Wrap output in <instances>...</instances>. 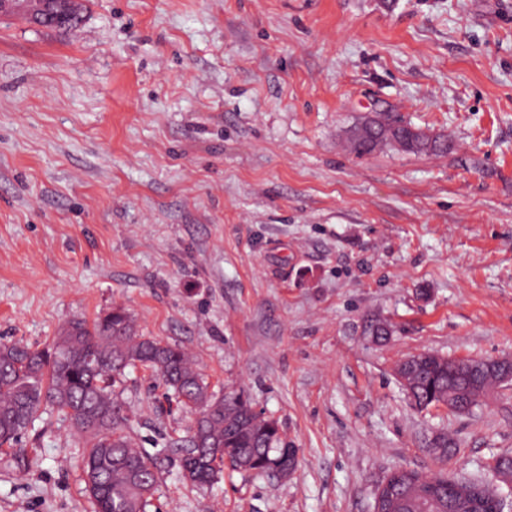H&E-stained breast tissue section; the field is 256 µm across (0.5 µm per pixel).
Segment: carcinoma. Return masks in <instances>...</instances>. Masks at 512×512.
Returning <instances> with one entry per match:
<instances>
[{"label":"carcinoma","instance_id":"1","mask_svg":"<svg viewBox=\"0 0 512 512\" xmlns=\"http://www.w3.org/2000/svg\"><path fill=\"white\" fill-rule=\"evenodd\" d=\"M78 20L79 8L73 7L65 19L44 16L40 25L71 30ZM368 126L378 132L348 139L358 156L386 147L412 154L448 152V140L407 123L379 118ZM409 364L407 382L421 409L469 396L477 404L499 384L497 375L485 368L476 370L466 385L448 382L446 357L440 363L434 356L414 364L400 362ZM137 365L152 369L182 409L203 415L198 428L168 444L192 466L191 485H213L226 466L258 477L279 476L286 440L278 421L256 415L242 393L224 397L211 390L181 346L139 335L134 319L120 306L91 324L68 321L43 349L21 339L0 343V448L25 454L21 436L40 409L49 406L89 437L83 470L95 512H147L158 486L157 460L127 432L128 406L116 392L125 370ZM442 482L441 475H426L422 493L387 505L385 512H493L492 502L472 496L469 482H458L451 495Z\"/></svg>","mask_w":512,"mask_h":512}]
</instances>
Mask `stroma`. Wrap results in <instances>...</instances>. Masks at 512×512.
Wrapping results in <instances>:
<instances>
[{
    "instance_id": "1",
    "label": "stroma",
    "mask_w": 512,
    "mask_h": 512,
    "mask_svg": "<svg viewBox=\"0 0 512 512\" xmlns=\"http://www.w3.org/2000/svg\"><path fill=\"white\" fill-rule=\"evenodd\" d=\"M81 2L67 32L0 17V342L125 307L298 450L290 479L190 487L163 447L191 415L127 369L149 512H372L397 468L512 499V386L457 415L394 374L512 358V0ZM378 113L451 148L350 153ZM22 446L0 512H94L69 423L44 411Z\"/></svg>"
}]
</instances>
